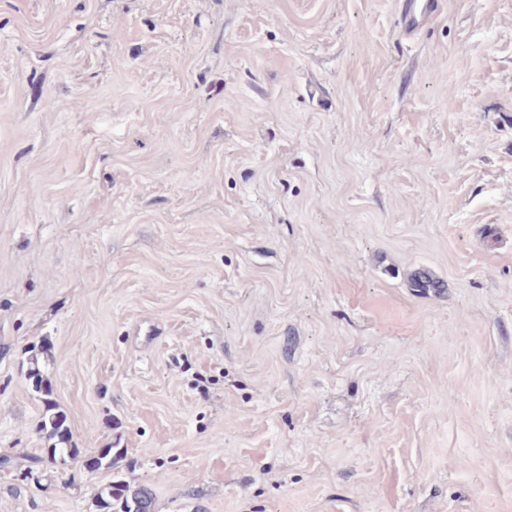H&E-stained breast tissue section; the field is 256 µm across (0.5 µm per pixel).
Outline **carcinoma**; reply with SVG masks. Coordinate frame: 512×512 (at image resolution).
Instances as JSON below:
<instances>
[{"instance_id":"cac0c4a2","label":"carcinoma","mask_w":512,"mask_h":512,"mask_svg":"<svg viewBox=\"0 0 512 512\" xmlns=\"http://www.w3.org/2000/svg\"><path fill=\"white\" fill-rule=\"evenodd\" d=\"M30 379L33 388L43 396L47 405H53V388L50 379L41 373L37 367L30 369ZM43 427L47 428L50 448L48 452L54 462H67L76 459L81 454L80 449L68 447L70 431L66 415L54 413ZM102 466L112 472V480L106 484L95 497V506L99 512H152L153 493L144 486H133L124 477L118 475L121 462L120 449L100 448Z\"/></svg>"}]
</instances>
